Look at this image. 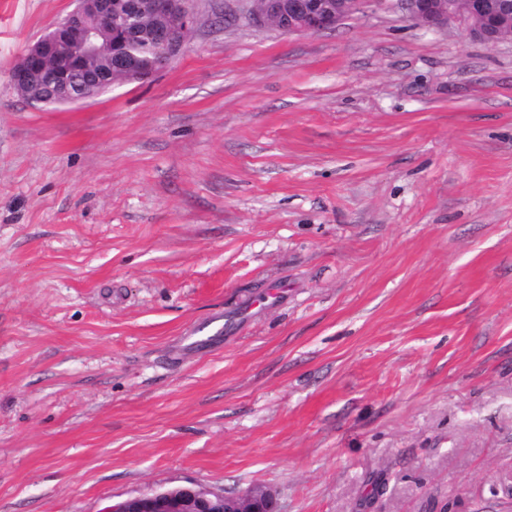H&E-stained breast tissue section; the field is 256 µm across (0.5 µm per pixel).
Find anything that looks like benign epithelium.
I'll list each match as a JSON object with an SVG mask.
<instances>
[{"mask_svg": "<svg viewBox=\"0 0 512 512\" xmlns=\"http://www.w3.org/2000/svg\"><path fill=\"white\" fill-rule=\"evenodd\" d=\"M190 0H75V8L65 20L27 46L19 64L10 73L15 89L33 103L52 100L60 105L91 101L103 88L145 79L126 52L112 51V18L132 19L150 15L174 21L191 32L196 18ZM253 3L247 13L258 25L275 26L287 33H316L334 27L353 13L359 0H264ZM410 15L434 29L459 20L468 34L487 43L512 36V0H405ZM162 50L157 54L152 74L167 68L182 51L185 41L174 40L172 28L155 29ZM103 57L106 65L92 66ZM109 512H278L269 493L250 492L237 498L205 489L168 488L151 495L126 499Z\"/></svg>", "mask_w": 512, "mask_h": 512, "instance_id": "7a95c632", "label": "benign epithelium"}]
</instances>
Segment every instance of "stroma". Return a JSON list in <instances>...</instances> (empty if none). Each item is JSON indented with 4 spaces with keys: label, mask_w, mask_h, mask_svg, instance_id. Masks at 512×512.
<instances>
[{
    "label": "stroma",
    "mask_w": 512,
    "mask_h": 512,
    "mask_svg": "<svg viewBox=\"0 0 512 512\" xmlns=\"http://www.w3.org/2000/svg\"><path fill=\"white\" fill-rule=\"evenodd\" d=\"M191 6L47 109L10 72L73 2L0 0V512H512V39ZM109 512H278L270 493L250 492L237 498L205 489L168 488L151 495L126 499Z\"/></svg>",
    "instance_id": "obj_1"
}]
</instances>
